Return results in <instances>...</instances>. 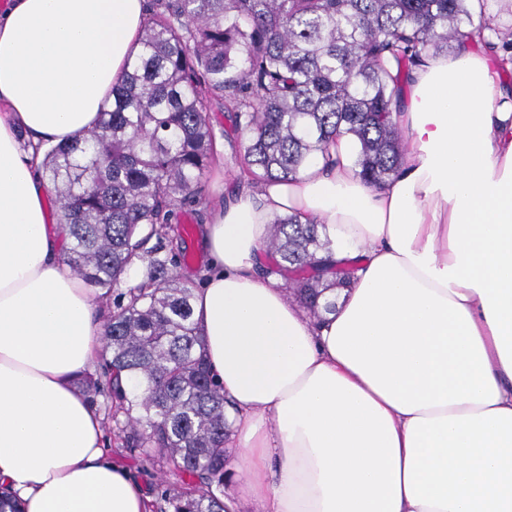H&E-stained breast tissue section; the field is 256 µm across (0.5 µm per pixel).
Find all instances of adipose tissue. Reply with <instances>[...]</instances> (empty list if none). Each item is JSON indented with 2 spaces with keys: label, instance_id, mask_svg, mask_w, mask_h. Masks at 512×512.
<instances>
[{
  "label": "adipose tissue",
  "instance_id": "adipose-tissue-1",
  "mask_svg": "<svg viewBox=\"0 0 512 512\" xmlns=\"http://www.w3.org/2000/svg\"><path fill=\"white\" fill-rule=\"evenodd\" d=\"M147 0L0 10V494L24 512H147L77 379L104 314L63 261L41 160L94 127L140 48ZM373 188L355 146L213 211L194 319L224 388V512H512V86L466 47L424 57ZM326 225L353 269L313 318L257 274L272 219Z\"/></svg>",
  "mask_w": 512,
  "mask_h": 512
}]
</instances>
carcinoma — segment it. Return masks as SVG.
<instances>
[{"instance_id": "obj_1", "label": "carcinoma", "mask_w": 512, "mask_h": 512, "mask_svg": "<svg viewBox=\"0 0 512 512\" xmlns=\"http://www.w3.org/2000/svg\"><path fill=\"white\" fill-rule=\"evenodd\" d=\"M151 0L139 52L112 102L82 137L42 148L67 238L65 263L108 301L127 270L142 280L117 296L105 324V382L83 379L90 402L107 392L134 461L177 464L151 512H224V389L211 375L193 320L188 258L168 248L177 213L206 197L217 158L212 96L245 137L237 160L251 180H286L336 137L358 146L359 175L378 187L407 142L392 120L402 82L429 50L457 44L512 53V24L489 0ZM271 267L293 275L300 301L328 311L336 283L316 277L330 246L322 224L273 221Z\"/></svg>"}]
</instances>
